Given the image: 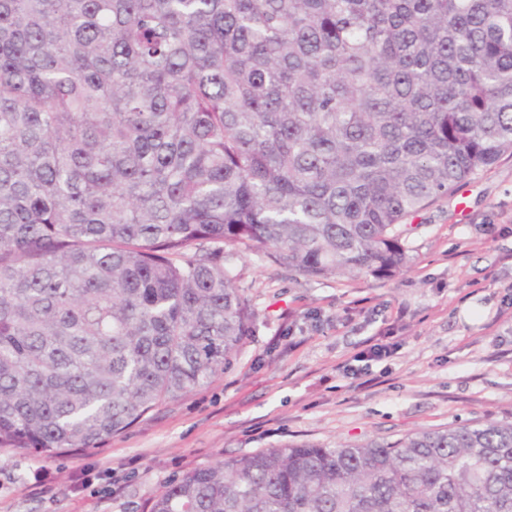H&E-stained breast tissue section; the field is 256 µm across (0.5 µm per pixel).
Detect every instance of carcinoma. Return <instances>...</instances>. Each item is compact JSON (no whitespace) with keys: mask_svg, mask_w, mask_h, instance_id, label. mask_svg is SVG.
Here are the masks:
<instances>
[{"mask_svg":"<svg viewBox=\"0 0 512 512\" xmlns=\"http://www.w3.org/2000/svg\"><path fill=\"white\" fill-rule=\"evenodd\" d=\"M512 156V0H0V450L88 451L233 365L241 245L393 278ZM149 512H512V422L193 468Z\"/></svg>","mask_w":512,"mask_h":512,"instance_id":"cac0c4a2","label":"carcinoma"}]
</instances>
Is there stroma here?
Listing matches in <instances>:
<instances>
[{"label": "stroma", "instance_id": "1", "mask_svg": "<svg viewBox=\"0 0 512 512\" xmlns=\"http://www.w3.org/2000/svg\"><path fill=\"white\" fill-rule=\"evenodd\" d=\"M411 224L392 279H307L235 248L257 318L233 369L90 451H0V512H148L176 475L258 450L511 421L512 158Z\"/></svg>", "mask_w": 512, "mask_h": 512}]
</instances>
